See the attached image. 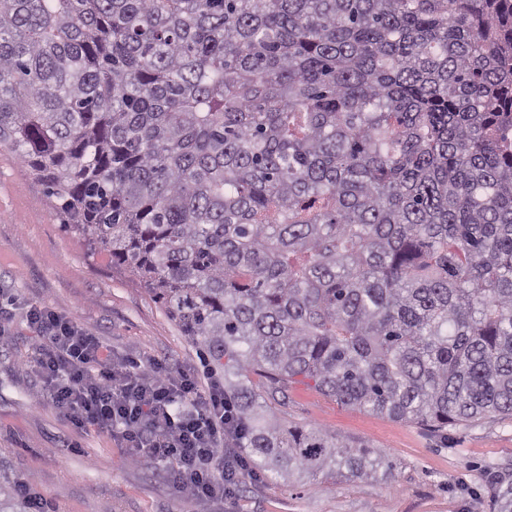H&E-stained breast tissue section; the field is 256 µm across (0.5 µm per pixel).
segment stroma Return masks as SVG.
<instances>
[{"mask_svg":"<svg viewBox=\"0 0 512 512\" xmlns=\"http://www.w3.org/2000/svg\"><path fill=\"white\" fill-rule=\"evenodd\" d=\"M38 302L96 336L117 362L153 356L211 373L200 350L144 284L90 252L44 185L0 151V309L11 319L0 346V467L28 479L45 512H493L484 486L512 469V420L425 427L330 401L304 384L288 392V424L335 431L385 461L364 477L251 481L222 503L177 491L163 463L133 462L117 436L76 430L43 393L24 317Z\"/></svg>","mask_w":512,"mask_h":512,"instance_id":"35a3bbf8","label":"stroma"}]
</instances>
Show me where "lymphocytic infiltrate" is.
Returning <instances> with one entry per match:
<instances>
[{
    "instance_id": "1",
    "label": "lymphocytic infiltrate",
    "mask_w": 512,
    "mask_h": 512,
    "mask_svg": "<svg viewBox=\"0 0 512 512\" xmlns=\"http://www.w3.org/2000/svg\"><path fill=\"white\" fill-rule=\"evenodd\" d=\"M25 317L37 340L34 368L74 427L118 433L132 459L168 462L177 490L201 500L235 496L245 458L229 446L235 408L217 384L153 357L114 364L96 337L47 306L28 304Z\"/></svg>"
}]
</instances>
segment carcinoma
<instances>
[{"instance_id":"obj_1","label":"carcinoma","mask_w":512,"mask_h":512,"mask_svg":"<svg viewBox=\"0 0 512 512\" xmlns=\"http://www.w3.org/2000/svg\"><path fill=\"white\" fill-rule=\"evenodd\" d=\"M2 146L224 375L239 483L382 465L296 383L512 418V0H0Z\"/></svg>"}]
</instances>
